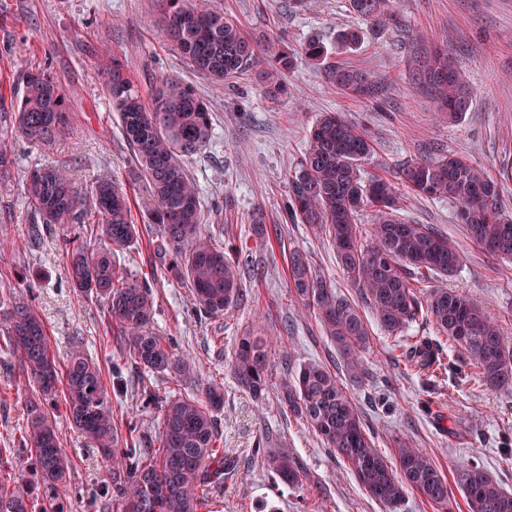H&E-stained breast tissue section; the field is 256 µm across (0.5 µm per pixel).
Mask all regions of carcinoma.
I'll return each mask as SVG.
<instances>
[{"label":"carcinoma","mask_w":512,"mask_h":512,"mask_svg":"<svg viewBox=\"0 0 512 512\" xmlns=\"http://www.w3.org/2000/svg\"><path fill=\"white\" fill-rule=\"evenodd\" d=\"M390 0H348L362 21L386 27L395 21ZM166 40L194 70L231 84L256 59L255 45L236 19L201 0H166ZM361 27L337 34L348 51L362 47ZM301 54L323 67L325 77L349 95L373 93L371 74L360 68L327 63L328 48L308 41ZM415 79L430 89L451 121L469 108L462 75L452 69L442 50L416 57ZM107 92L119 114L121 136L130 148L136 179L147 184L141 208L146 222L158 227L171 256L169 273L186 284L194 308L204 318L216 317L240 301L242 266L254 264L248 249L216 246L200 231L202 199L189 162L213 137L212 117L205 101L188 85L163 77L145 101L118 59L106 67ZM22 93L16 101L23 133L49 148L71 124L63 93L45 70L22 71ZM374 147L366 132L341 112H326L307 135L304 153L291 178L288 217L328 238L336 262L360 288L378 324L403 347L413 367H430L437 352L427 341L408 342L405 333L419 319L432 322L464 354L482 383L494 391L512 389V347L500 328L465 294L440 287L423 291L430 276L453 275L461 255L448 238L426 224H409L397 216L393 185L379 176L365 177L362 163ZM512 180V163L498 175L456 152L408 163L401 183L414 196L448 199L458 207L459 221L470 240L492 254L512 261V216L502 205L500 187ZM26 197L41 223L58 231L68 259L71 287L79 297L103 303L113 334L120 338L142 378L167 375L180 380L191 365L176 353L172 339L155 326L156 307L150 284L128 276L120 255L137 240L128 195L108 177H100L81 193L66 169L52 165L32 170ZM374 219L370 240L362 239L361 215ZM289 281L304 305L313 310L340 353L354 367L370 347L367 322L358 307L336 285L318 275L307 258L294 252L288 263ZM0 335L22 361L28 380L37 388L26 403V427L20 444L30 454L32 474L20 493L0 483V512H68L58 486L70 479V461L47 418L55 405L58 384L64 383L65 412L74 428L92 439L110 467L112 499L122 512H199L212 486L234 476L237 462L224 455L218 414L224 388L209 386L202 398L162 397L143 387L141 399L160 411L157 434L128 421L130 440L118 436L110 391L124 389L119 366H112L107 385L97 362L80 349L58 365L45 326L31 301L15 297L0 306ZM272 351L265 336H238L229 371L239 387L263 398L271 370ZM290 413L305 421L323 445L341 461L366 491L388 512H397L407 492L445 507L448 480L424 453L405 441H395L399 467L387 463L375 448L353 403L336 374L310 363L280 385ZM254 455L281 481L299 486L304 471L286 450L268 448L257 440ZM469 512H512V493L501 489L484 468L468 462L462 470Z\"/></svg>","instance_id":"1"}]
</instances>
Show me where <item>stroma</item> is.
Instances as JSON below:
<instances>
[{
	"label": "stroma",
	"mask_w": 512,
	"mask_h": 512,
	"mask_svg": "<svg viewBox=\"0 0 512 512\" xmlns=\"http://www.w3.org/2000/svg\"><path fill=\"white\" fill-rule=\"evenodd\" d=\"M210 2L236 18L260 47L254 66L230 85L195 71L166 41L161 0H0V143L15 157L10 176L0 180V293L30 296L58 360L79 345L98 360L104 376L120 366L127 391L112 400L117 424L132 419L142 430L157 431L159 411L138 396L137 370L112 335L102 304L76 296L54 229L35 223L25 198L31 170L49 162L68 169L81 187L100 176L115 178L126 186L140 222L124 267L133 277L152 275L156 327L194 366L181 381L155 377L156 391L200 396L212 383L224 385L220 429L225 452L238 459V472L212 488L203 512H385L280 400L281 380L311 361L336 373L388 463L397 461L398 438L434 460L448 478L450 512H468L462 469L469 461L512 492V392L489 390L473 374L429 381L405 364L393 338L375 323L360 368L344 365L288 282L290 252L305 254L361 311L369 306L338 267L328 241L292 223L285 211L307 132L325 112L344 113L367 131L374 152L362 168L393 183L408 162L441 153H461L492 174L512 162V0H392L398 25L367 29L361 49H336L331 56L336 64L372 74L374 92L368 97L336 89L300 54L312 39L334 46L337 32L356 24L347 0H308L300 13L289 10L288 0ZM434 48L447 49L471 92L468 111L453 123L414 80L413 57ZM278 54L293 63L264 82L261 75ZM115 57L125 62L144 97L170 76L192 85L210 107L214 139L190 165L205 210L201 230L217 245H246L258 262L257 268L242 269L247 295L224 316H197L188 287L168 271L156 229L141 220L144 185L131 178V151L106 78L97 70ZM27 67L54 76L73 118L49 151L30 142L16 120ZM398 198L401 218L439 230L462 252L461 266L444 287L475 300L512 343V263L471 242L448 200L403 190ZM258 219L267 226L268 241L251 233ZM35 278L39 287L28 289ZM248 331L268 337L273 353L270 389L259 402L227 371L235 337ZM35 391L0 335V481L13 488L24 463L10 450L19 444L25 403ZM50 418L71 463V480L59 490L70 512H120L96 446L70 425L64 410ZM267 431L273 434L271 448L288 450L302 462V486L282 483L254 457L256 441Z\"/></svg>",
	"instance_id": "obj_1"
}]
</instances>
